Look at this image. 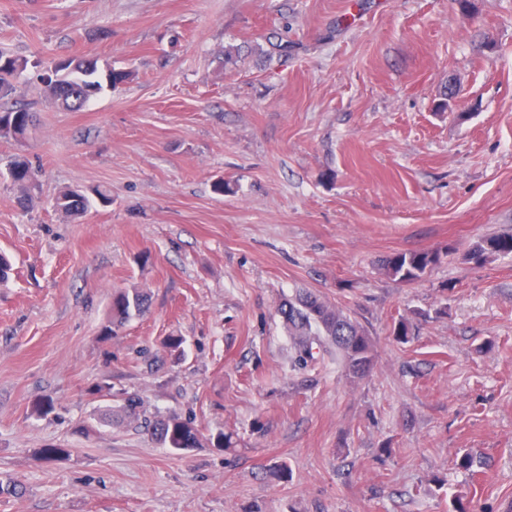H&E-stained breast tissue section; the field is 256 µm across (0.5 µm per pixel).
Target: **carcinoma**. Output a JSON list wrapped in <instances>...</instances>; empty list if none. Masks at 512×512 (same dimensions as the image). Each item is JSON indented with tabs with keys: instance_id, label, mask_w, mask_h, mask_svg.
<instances>
[{
	"instance_id": "1",
	"label": "carcinoma",
	"mask_w": 512,
	"mask_h": 512,
	"mask_svg": "<svg viewBox=\"0 0 512 512\" xmlns=\"http://www.w3.org/2000/svg\"><path fill=\"white\" fill-rule=\"evenodd\" d=\"M269 49L262 51L268 60L288 53V37L272 31L266 36ZM28 59L0 51V100L15 92L10 78L23 72ZM129 72L107 67L100 72L98 61L88 56H75L55 62L47 76L46 93L60 108L79 112L86 108L103 86L115 88L128 79ZM33 126V113L25 106H0V139L21 142ZM6 174L19 192L18 202L33 207L37 175L26 156L15 154L6 162ZM89 199L79 189H66L55 199L56 209L66 217L75 218L88 209ZM512 253V235L488 238L476 244L467 259L477 263L496 254ZM441 259L438 251L397 253L383 260L382 269L394 281L412 284L422 279L428 269ZM148 311L146 293L134 289L117 291L112 297V321L120 323L135 313ZM282 327L291 340L293 363L305 366L314 360L313 346L336 348L342 354L350 377L361 378L374 366V346L367 330L342 309L311 291H302L279 304ZM141 419V402L134 397L106 413V423L116 427L137 426ZM152 436L164 447L189 450L202 446L204 436L193 424L176 414L160 417L150 423Z\"/></svg>"
}]
</instances>
